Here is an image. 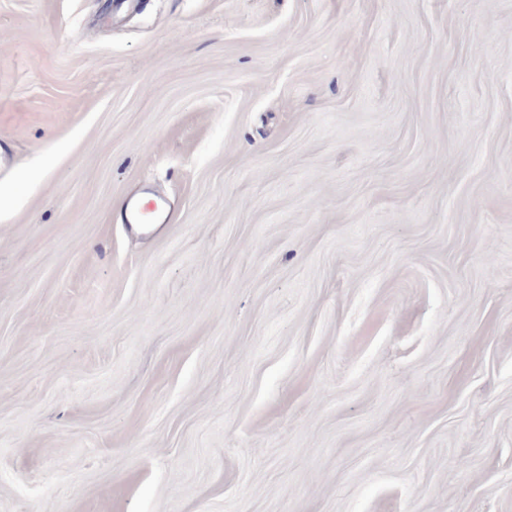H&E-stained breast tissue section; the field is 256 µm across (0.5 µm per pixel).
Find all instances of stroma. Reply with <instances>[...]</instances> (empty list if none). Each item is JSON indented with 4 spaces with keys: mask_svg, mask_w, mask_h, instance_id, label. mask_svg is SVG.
I'll list each match as a JSON object with an SVG mask.
<instances>
[{
    "mask_svg": "<svg viewBox=\"0 0 512 512\" xmlns=\"http://www.w3.org/2000/svg\"><path fill=\"white\" fill-rule=\"evenodd\" d=\"M0 144V512H512V0H0ZM148 200L144 202L145 198ZM178 218V209L163 198H152L148 192L127 197L121 208V221L130 227L133 224H173Z\"/></svg>",
    "mask_w": 512,
    "mask_h": 512,
    "instance_id": "stroma-1",
    "label": "stroma"
}]
</instances>
